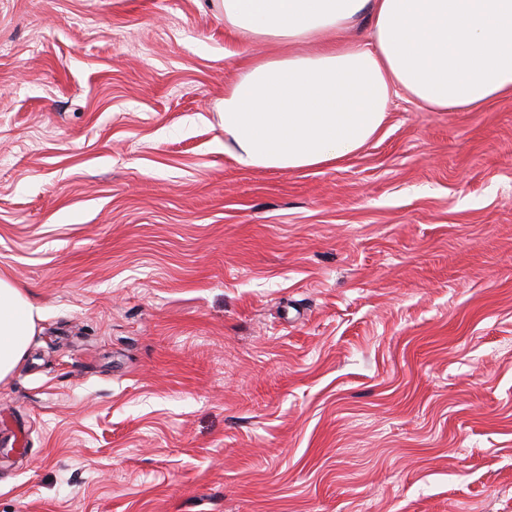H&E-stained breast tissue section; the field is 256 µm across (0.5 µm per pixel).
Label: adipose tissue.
<instances>
[{
    "label": "adipose tissue",
    "mask_w": 512,
    "mask_h": 512,
    "mask_svg": "<svg viewBox=\"0 0 512 512\" xmlns=\"http://www.w3.org/2000/svg\"><path fill=\"white\" fill-rule=\"evenodd\" d=\"M245 41L294 45L251 59L224 94V140L241 166H337L382 130L394 97L433 112L512 96V0H223ZM368 18L365 40L341 34ZM0 278V380L40 319Z\"/></svg>",
    "instance_id": "adipose-tissue-1"
}]
</instances>
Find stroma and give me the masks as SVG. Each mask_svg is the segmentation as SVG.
I'll list each match as a JSON object with an SVG mask.
<instances>
[{
	"label": "stroma",
	"instance_id": "obj_1",
	"mask_svg": "<svg viewBox=\"0 0 512 512\" xmlns=\"http://www.w3.org/2000/svg\"><path fill=\"white\" fill-rule=\"evenodd\" d=\"M221 0H0V512H512V98L244 168ZM40 317L21 288L0 278V381L24 355Z\"/></svg>",
	"mask_w": 512,
	"mask_h": 512
}]
</instances>
